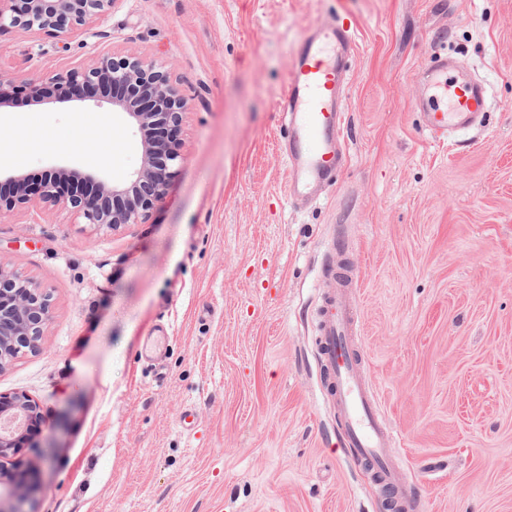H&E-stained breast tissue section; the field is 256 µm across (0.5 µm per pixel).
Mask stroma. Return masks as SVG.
Listing matches in <instances>:
<instances>
[{
	"label": "stroma",
	"mask_w": 512,
	"mask_h": 512,
	"mask_svg": "<svg viewBox=\"0 0 512 512\" xmlns=\"http://www.w3.org/2000/svg\"><path fill=\"white\" fill-rule=\"evenodd\" d=\"M339 19L356 29L349 162L301 206L284 197L274 98L304 27ZM100 49L164 63L191 108L148 223L114 231L45 205L0 218V267L53 309L38 349L0 369V392L47 417L24 455L29 512H389L322 395L313 313L339 251L416 512H512V0H119L76 36L1 32L0 73L52 75ZM438 51L490 83L467 149L433 142L413 109ZM142 164L93 103L0 108L6 169L112 183ZM155 325L169 351L152 384L137 353Z\"/></svg>",
	"instance_id": "stroma-1"
}]
</instances>
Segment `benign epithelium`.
Masks as SVG:
<instances>
[{"mask_svg": "<svg viewBox=\"0 0 512 512\" xmlns=\"http://www.w3.org/2000/svg\"><path fill=\"white\" fill-rule=\"evenodd\" d=\"M119 0H0V32L39 31L49 37L80 34L107 16ZM107 83L112 95L89 94ZM27 96L55 104L91 101L124 115L140 136L141 169L130 178L109 184L93 172L75 169L45 172L35 187L10 176L0 185V218L45 204L68 209L84 224L116 231L145 224L165 197L182 158V125L189 101L173 82L167 67L136 53L96 54L92 64L20 85L0 74V104ZM52 322L48 294L36 282L0 267V368L18 353L37 348ZM19 416L23 424L0 428V512H27L38 480L18 465L27 448H37L46 419L38 400L23 392L0 393V421Z\"/></svg>", "mask_w": 512, "mask_h": 512, "instance_id": "1", "label": "benign epithelium"}]
</instances>
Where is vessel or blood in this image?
<instances>
[{"mask_svg":"<svg viewBox=\"0 0 512 512\" xmlns=\"http://www.w3.org/2000/svg\"><path fill=\"white\" fill-rule=\"evenodd\" d=\"M354 45L355 29L345 20L328 27L307 25L297 43L286 83L274 102L287 117L282 149L287 167L284 195L289 201L319 202L323 189L334 185L348 160L342 129ZM457 71L456 57L443 52L418 73L415 107L428 136L439 142L476 129L478 118L490 108L486 83L449 82V75ZM326 275L332 285L321 295L315 312L325 399L343 418L342 441L355 463L371 474L395 512H410L414 499L404 472L390 454L393 433L366 383L356 342L355 274L343 264ZM167 341L166 331L156 328L144 335L142 359L151 379L161 375Z\"/></svg>","mask_w":512,"mask_h":512,"instance_id":"1","label":"vessel or blood"}]
</instances>
